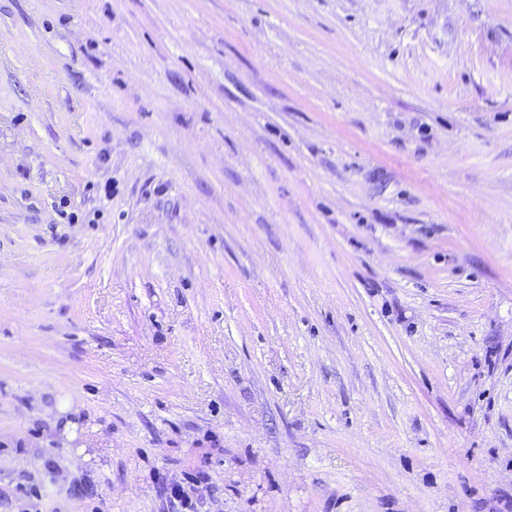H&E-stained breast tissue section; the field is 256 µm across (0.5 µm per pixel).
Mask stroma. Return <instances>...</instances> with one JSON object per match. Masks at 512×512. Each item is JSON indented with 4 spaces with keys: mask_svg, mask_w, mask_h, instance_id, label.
Listing matches in <instances>:
<instances>
[{
    "mask_svg": "<svg viewBox=\"0 0 512 512\" xmlns=\"http://www.w3.org/2000/svg\"><path fill=\"white\" fill-rule=\"evenodd\" d=\"M174 484L512 512V0H0V512Z\"/></svg>",
    "mask_w": 512,
    "mask_h": 512,
    "instance_id": "35a3bbf8",
    "label": "stroma"
}]
</instances>
